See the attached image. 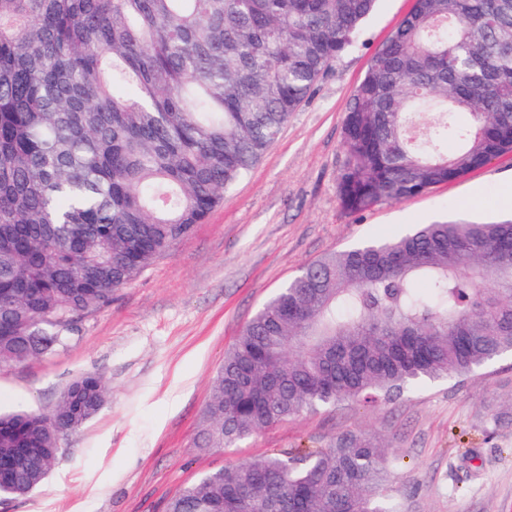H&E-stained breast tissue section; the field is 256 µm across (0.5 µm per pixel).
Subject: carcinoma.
Returning <instances> with one entry per match:
<instances>
[{"instance_id":"carcinoma-1","label":"carcinoma","mask_w":512,"mask_h":512,"mask_svg":"<svg viewBox=\"0 0 512 512\" xmlns=\"http://www.w3.org/2000/svg\"><path fill=\"white\" fill-rule=\"evenodd\" d=\"M377 0H0V362L48 355L243 178ZM355 213L512 152V0H415L343 124ZM512 351V220L419 224L306 265L245 324L207 401L221 450L307 411L391 401ZM107 402L0 412V495L45 486ZM369 439L205 473L165 512H403Z\"/></svg>"}]
</instances>
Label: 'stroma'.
I'll use <instances>...</instances> for the list:
<instances>
[{
    "label": "stroma",
    "instance_id": "1",
    "mask_svg": "<svg viewBox=\"0 0 512 512\" xmlns=\"http://www.w3.org/2000/svg\"><path fill=\"white\" fill-rule=\"evenodd\" d=\"M413 0H377L263 158L193 233L175 242L52 354L0 363V410H50L86 372L103 409L60 441L44 490L0 498V512H164L201 474L283 449L372 438L397 468L405 512H512V353L399 399L344 402L266 428L237 447H197L212 377L246 322L303 267L417 224L512 218L500 184L512 153L428 194L350 213L338 199L343 121L373 52Z\"/></svg>",
    "mask_w": 512,
    "mask_h": 512
}]
</instances>
